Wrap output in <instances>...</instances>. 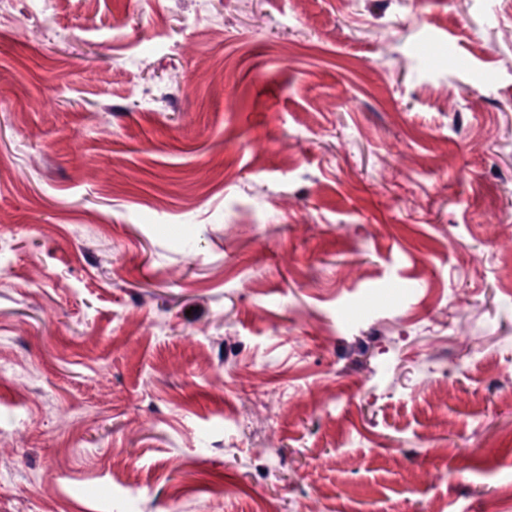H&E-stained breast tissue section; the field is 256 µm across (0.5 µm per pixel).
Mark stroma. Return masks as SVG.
I'll return each mask as SVG.
<instances>
[{
  "label": "stroma",
  "mask_w": 512,
  "mask_h": 512,
  "mask_svg": "<svg viewBox=\"0 0 512 512\" xmlns=\"http://www.w3.org/2000/svg\"><path fill=\"white\" fill-rule=\"evenodd\" d=\"M512 0H0V512H512Z\"/></svg>",
  "instance_id": "35a3bbf8"
}]
</instances>
